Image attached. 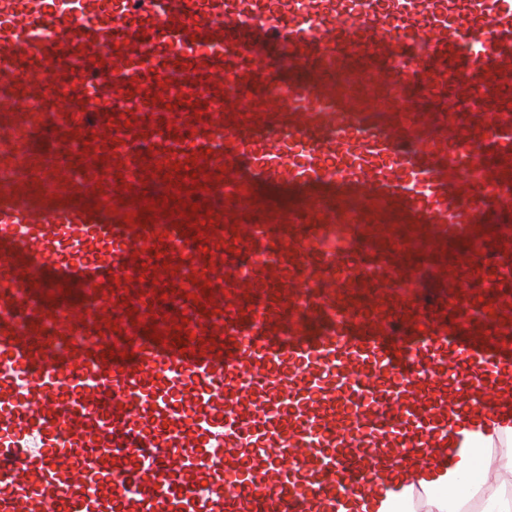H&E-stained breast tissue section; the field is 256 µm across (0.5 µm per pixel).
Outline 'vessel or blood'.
<instances>
[{
  "label": "vessel or blood",
  "mask_w": 512,
  "mask_h": 512,
  "mask_svg": "<svg viewBox=\"0 0 512 512\" xmlns=\"http://www.w3.org/2000/svg\"><path fill=\"white\" fill-rule=\"evenodd\" d=\"M511 88L512 0H0V512H336L512 409Z\"/></svg>",
  "instance_id": "vessel-or-blood-1"
}]
</instances>
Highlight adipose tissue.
I'll list each match as a JSON object with an SVG mask.
<instances>
[{
	"label": "adipose tissue",
	"instance_id": "obj_1",
	"mask_svg": "<svg viewBox=\"0 0 512 512\" xmlns=\"http://www.w3.org/2000/svg\"><path fill=\"white\" fill-rule=\"evenodd\" d=\"M457 430L448 447L434 451L423 466L397 465L393 489L380 494L370 484L346 490L344 477L333 484L341 496L340 512H414V487L425 492L424 512H459L473 492L484 490L495 512H512V413L464 412L454 417Z\"/></svg>",
	"mask_w": 512,
	"mask_h": 512
}]
</instances>
